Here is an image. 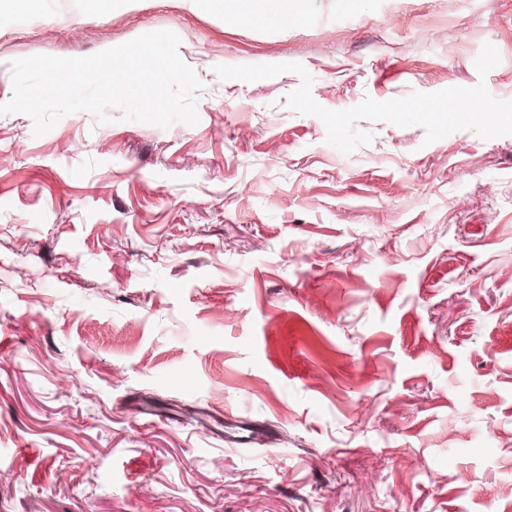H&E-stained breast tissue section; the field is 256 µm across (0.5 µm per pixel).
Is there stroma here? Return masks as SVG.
<instances>
[{
    "label": "stroma",
    "instance_id": "1",
    "mask_svg": "<svg viewBox=\"0 0 512 512\" xmlns=\"http://www.w3.org/2000/svg\"><path fill=\"white\" fill-rule=\"evenodd\" d=\"M46 9L0 12V99L15 59L169 29L199 121L0 116V512H512V135L363 120L345 154L297 75L213 71L512 101V0ZM228 415L280 443L225 447ZM305 0H260V13L256 19L275 17L282 21H296L301 17Z\"/></svg>",
    "mask_w": 512,
    "mask_h": 512
}]
</instances>
